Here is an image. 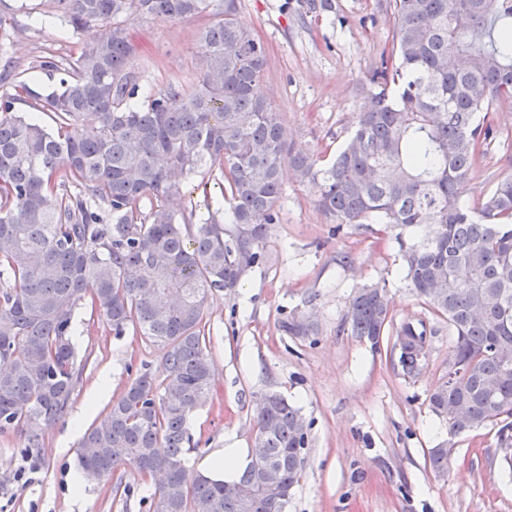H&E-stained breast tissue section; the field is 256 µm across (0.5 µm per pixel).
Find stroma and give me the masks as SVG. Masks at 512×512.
<instances>
[{"mask_svg": "<svg viewBox=\"0 0 512 512\" xmlns=\"http://www.w3.org/2000/svg\"><path fill=\"white\" fill-rule=\"evenodd\" d=\"M330 14H302L297 0H235L237 20L263 43L267 65L261 85L280 113L294 151L329 162L346 142L363 89L392 47L394 19L385 0H334ZM211 14L180 20L128 22L138 52L129 64L139 86L157 90L197 81L200 30ZM5 40L0 58L23 71L30 92L17 112L36 114L55 129V115L34 113L35 96L56 81L39 69L43 58H67L82 40L104 37L107 27L65 31L57 0H0ZM487 154L472 170L462 196L470 203L512 174V100L499 106ZM314 185L285 171L266 264L231 291L208 301L207 327L213 390L193 412L195 446L187 466L224 448H253V414L260 393L276 391L300 408L308 425L305 469L288 512H512V479L505 477L496 430L457 437L448 472L434 473L429 451L447 436L428 398L448 372L453 338L444 320L421 305L402 279L397 244L377 224H337L316 204ZM386 286L395 323L425 320L435 333L421 375L405 378L394 353H372L344 328L356 288ZM304 317L316 330L294 336L284 324ZM75 345L85 368L67 415L51 429L26 425L0 432V512H146L133 472L113 484L72 483L81 438L133 381L137 371L162 368V352L144 337L117 336L105 320L81 306ZM107 399L91 402L102 374ZM83 420H76L78 411ZM40 446L24 448L29 436Z\"/></svg>", "mask_w": 512, "mask_h": 512, "instance_id": "1", "label": "stroma"}]
</instances>
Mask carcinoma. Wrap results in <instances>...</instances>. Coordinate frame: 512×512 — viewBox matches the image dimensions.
<instances>
[{
	"label": "carcinoma",
	"mask_w": 512,
	"mask_h": 512,
	"mask_svg": "<svg viewBox=\"0 0 512 512\" xmlns=\"http://www.w3.org/2000/svg\"><path fill=\"white\" fill-rule=\"evenodd\" d=\"M83 41L67 64L39 68L58 84L39 106L49 131L0 97V432L61 420L81 379L73 337L87 303L112 332L127 329L163 352L161 375L145 368L84 434V477L108 482L128 469L149 488L148 512H285L308 448L301 410L278 392L256 405L264 455L230 481L185 464L190 414L211 390L205 334L214 291H231L267 260L279 223L281 173L291 165L341 224L377 221L394 233L411 293L448 321V366L429 395L448 440L431 449L443 475L454 438L489 424L512 449V176L474 205L461 202L486 154L490 116L512 100V0H389L392 58L332 162L291 152L280 113L260 92L263 44L234 14V0L200 34L197 82L139 91L126 20H176L213 12V0H57ZM197 176L224 183L227 220L175 204ZM152 203L144 212L145 202ZM393 318L384 286L358 289L344 324L375 353L399 351L418 378L427 328ZM286 330L313 331L293 316Z\"/></svg>",
	"instance_id": "1"
}]
</instances>
